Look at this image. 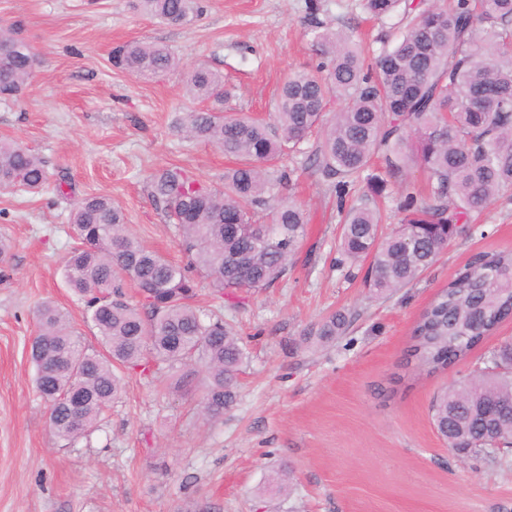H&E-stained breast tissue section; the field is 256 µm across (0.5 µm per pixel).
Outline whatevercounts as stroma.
Returning a JSON list of instances; mask_svg holds the SVG:
<instances>
[{"instance_id": "35a3bbf8", "label": "stroma", "mask_w": 512, "mask_h": 512, "mask_svg": "<svg viewBox=\"0 0 512 512\" xmlns=\"http://www.w3.org/2000/svg\"><path fill=\"white\" fill-rule=\"evenodd\" d=\"M321 20L371 42L382 30L360 0H318ZM203 13L170 26L134 12L130 0H0V24L20 23L41 59L17 100L0 102V140L39 155L77 195H107L129 232L181 260L173 225L148 196L155 170L178 166L221 185L222 152L171 131L200 109L183 94L187 73L204 65L224 75L228 115L265 117L288 75L315 63L305 33L307 0H200ZM166 46L178 69L143 82L113 69V44ZM311 217L288 275L220 309L246 352L237 399L223 419L200 412L201 388L174 390L169 378L125 374L118 400L90 441L67 447L54 436L36 392L29 344L46 300L68 312L88 348L101 341L85 303L66 285L63 261L74 241L70 205L53 191L0 189V512H512V453L494 462L448 450L431 418L437 392L512 339L501 323L463 361L433 373L406 362L422 311L476 255L512 251V200L501 197L453 239L419 280L389 297L365 288L364 268L336 266L337 198L301 171L291 191ZM345 332L323 346L304 330L335 311ZM275 472L287 492L259 500Z\"/></svg>"}]
</instances>
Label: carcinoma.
<instances>
[{
    "instance_id": "obj_1",
    "label": "carcinoma",
    "mask_w": 512,
    "mask_h": 512,
    "mask_svg": "<svg viewBox=\"0 0 512 512\" xmlns=\"http://www.w3.org/2000/svg\"><path fill=\"white\" fill-rule=\"evenodd\" d=\"M370 18L400 16L398 34L369 50L318 18L309 3L307 33L318 63L288 75L269 120L224 115V75L196 67L185 94L210 106L187 113L177 131L236 161L224 186L205 185L172 166L149 177V197L175 225L187 264L175 263L128 233L122 208L105 195L77 199L69 224L78 240L64 260L68 287L86 305L103 349L88 350L67 313L52 301L35 316L30 346L35 387L50 424L67 445L87 439L121 393L122 368L163 366L174 387L205 378L204 414L219 419L237 397L245 359L239 338L219 317L192 305L208 280L216 300L286 277L307 235L302 204L279 196L296 170L286 153L304 157L340 202L338 264L368 263L365 284L388 296L419 279L470 216L512 190V0H361ZM133 8L171 26L192 21L197 0H133ZM112 66L152 81L178 67L164 46L128 42L112 48ZM38 63L19 27H0V101L16 99ZM340 107L330 113L331 99ZM427 173L421 194L407 172ZM397 187L401 213L385 233L377 201ZM0 187L39 194L49 187L44 161L15 141L0 140ZM132 283L144 299L133 303ZM512 317V251L475 257L423 310L411 333L416 368L435 372L463 360ZM344 313L307 331L311 344L340 335ZM490 368L439 392L433 424L460 457L512 448V344L484 355Z\"/></svg>"
}]
</instances>
